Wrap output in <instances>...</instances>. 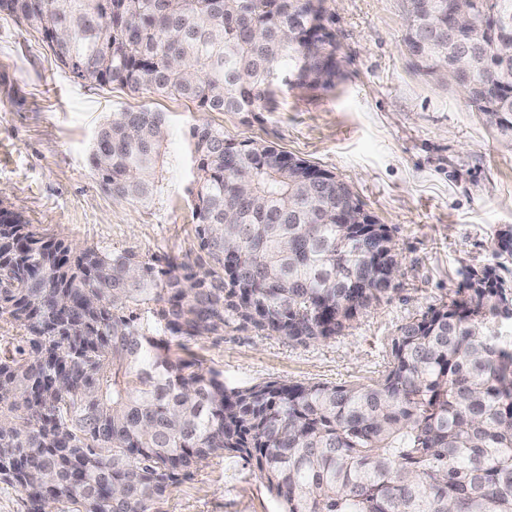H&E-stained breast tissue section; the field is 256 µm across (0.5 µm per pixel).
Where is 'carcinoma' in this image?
Returning a JSON list of instances; mask_svg holds the SVG:
<instances>
[{"label": "carcinoma", "mask_w": 512, "mask_h": 512, "mask_svg": "<svg viewBox=\"0 0 512 512\" xmlns=\"http://www.w3.org/2000/svg\"><path fill=\"white\" fill-rule=\"evenodd\" d=\"M406 0L416 69L461 88L512 130V0H479L481 26L448 34L453 0ZM79 81L265 112L274 87L341 78L325 0H0ZM428 40L427 50L414 51ZM165 118L115 112L92 165L137 203L162 187ZM195 232L209 268L76 250L0 210V318L28 349L0 357V480L28 512H150L208 460L255 462L280 512H512V282L467 271L454 296L403 325L367 386L228 387L172 348L238 324L292 343L340 335L396 287L385 224L333 175L270 144L199 124ZM497 257L512 261V227Z\"/></svg>", "instance_id": "obj_1"}]
</instances>
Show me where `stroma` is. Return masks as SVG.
<instances>
[{"instance_id":"1","label":"stroma","mask_w":512,"mask_h":512,"mask_svg":"<svg viewBox=\"0 0 512 512\" xmlns=\"http://www.w3.org/2000/svg\"><path fill=\"white\" fill-rule=\"evenodd\" d=\"M343 77L329 90L281 85L269 111L207 112L197 101L77 81L37 33L0 11V208L73 247L150 259L199 255L190 130L274 143L334 172L402 262L399 286L341 335L294 344L251 328L185 339V353L230 387L272 381L370 384L399 329L447 301L472 268L496 263L512 226V134H500L454 87L417 71L403 43L404 0H327ZM146 109L167 125L162 192L150 206L101 186L90 162L99 125ZM157 512H279L258 471L216 457L177 484Z\"/></svg>"}]
</instances>
